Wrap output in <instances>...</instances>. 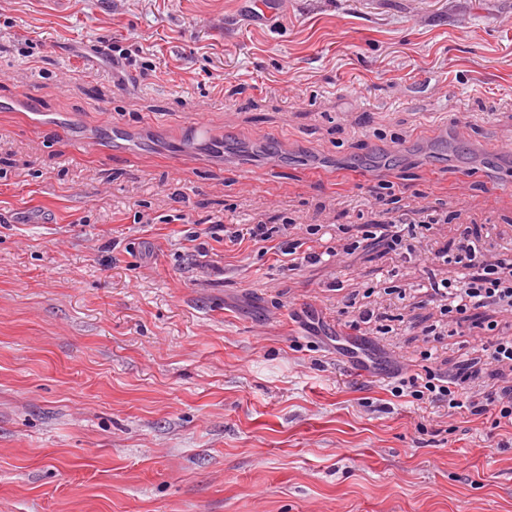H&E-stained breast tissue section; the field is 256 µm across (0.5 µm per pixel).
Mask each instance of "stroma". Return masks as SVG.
Returning a JSON list of instances; mask_svg holds the SVG:
<instances>
[{"mask_svg": "<svg viewBox=\"0 0 512 512\" xmlns=\"http://www.w3.org/2000/svg\"><path fill=\"white\" fill-rule=\"evenodd\" d=\"M114 44L149 75L113 82ZM398 218L409 259L281 251ZM464 225L512 265V0H0V512H512L504 429L387 389L427 348L512 385L481 328L512 309L428 336ZM248 226L246 228L238 229L236 228H228L221 222L216 223V227L221 228L224 231V238L227 237L230 242H238L242 241L245 235H249V238L255 242H265L270 240L276 235H288V226L289 224H279V227L271 226L268 227L267 224H244ZM224 228V229H223ZM245 230V234L244 231Z\"/></svg>", "mask_w": 512, "mask_h": 512, "instance_id": "35a3bbf8", "label": "stroma"}]
</instances>
